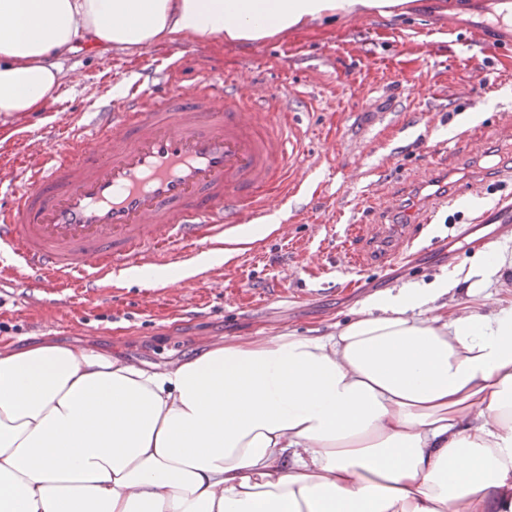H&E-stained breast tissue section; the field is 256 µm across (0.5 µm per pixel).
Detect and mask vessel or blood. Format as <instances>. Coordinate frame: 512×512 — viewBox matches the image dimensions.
I'll use <instances>...</instances> for the list:
<instances>
[{
  "mask_svg": "<svg viewBox=\"0 0 512 512\" xmlns=\"http://www.w3.org/2000/svg\"><path fill=\"white\" fill-rule=\"evenodd\" d=\"M429 6L449 32L512 53V0ZM177 72L168 66L166 92L139 84L105 102L82 130L75 113L53 112L44 152L0 175V247L15 256L0 277L106 296L121 270L177 264L198 246L235 248L239 226L267 216L302 161L298 93L248 94L227 77L186 89ZM449 203L429 196L407 211L384 260L403 258Z\"/></svg>",
  "mask_w": 512,
  "mask_h": 512,
  "instance_id": "1",
  "label": "vessel or blood"
}]
</instances>
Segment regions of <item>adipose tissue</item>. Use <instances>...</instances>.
<instances>
[{"label": "adipose tissue", "mask_w": 512, "mask_h": 512, "mask_svg": "<svg viewBox=\"0 0 512 512\" xmlns=\"http://www.w3.org/2000/svg\"><path fill=\"white\" fill-rule=\"evenodd\" d=\"M403 0H0V113L65 60L253 43ZM205 252L147 288L196 275ZM456 277L374 295L320 336L207 341L166 367L49 339L0 345V512H512V303L441 314Z\"/></svg>", "instance_id": "1"}]
</instances>
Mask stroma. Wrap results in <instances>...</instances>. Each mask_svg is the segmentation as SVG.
Here are the masks:
<instances>
[{
	"instance_id": "1",
	"label": "stroma",
	"mask_w": 512,
	"mask_h": 512,
	"mask_svg": "<svg viewBox=\"0 0 512 512\" xmlns=\"http://www.w3.org/2000/svg\"><path fill=\"white\" fill-rule=\"evenodd\" d=\"M406 0L397 13L375 12L310 23L257 43L183 38L171 44L99 55L80 49L66 61L69 80L58 100L88 120L105 101L127 95L147 75L161 77L169 53L182 62L179 79L237 74L279 93H302L297 117L315 163L295 173L296 193L275 200L272 213L287 236L267 233L223 264L191 276V288L167 285L145 305L149 289L124 284L120 302L82 288L32 290L24 283L0 291V340L23 346L48 336L90 341L135 362L165 366L193 355L201 339L294 333L317 336L344 324L374 293L435 280L469 269L490 243L512 245L504 222L512 181L485 177L483 160L496 154L512 170V57L466 33H449L442 17ZM479 113L473 134L452 132L465 114ZM48 108L0 115V162L9 164L47 141ZM446 183L453 202L422 231L421 246L401 260L363 266L343 255L362 247L347 225H364L376 250L394 233L405 210L419 206L422 189ZM398 202L399 211L369 210L372 193ZM283 295H269L282 271Z\"/></svg>"
}]
</instances>
